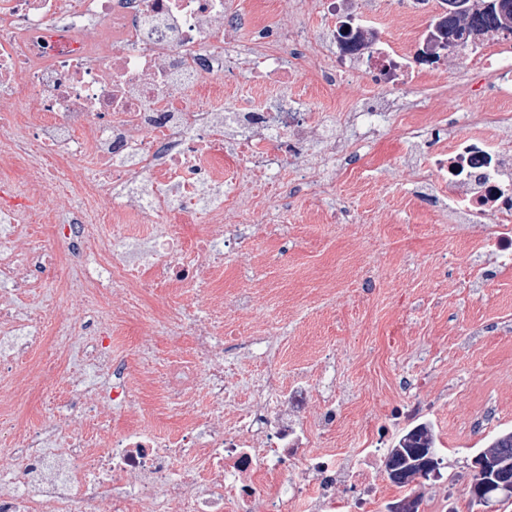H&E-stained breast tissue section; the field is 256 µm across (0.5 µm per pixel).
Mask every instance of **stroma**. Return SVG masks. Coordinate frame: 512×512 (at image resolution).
Listing matches in <instances>:
<instances>
[{
  "label": "stroma",
  "instance_id": "35a3bbf8",
  "mask_svg": "<svg viewBox=\"0 0 512 512\" xmlns=\"http://www.w3.org/2000/svg\"><path fill=\"white\" fill-rule=\"evenodd\" d=\"M268 24L315 36L328 21L317 0H252ZM378 39L402 50L415 71L433 77L406 86L408 101L427 114L423 139L390 132L364 142L354 171L338 163L324 176L328 196L288 198L277 235L225 245L224 295L249 288L259 311L284 328L287 372L304 371L312 387L333 383L336 445L354 450L364 428L412 424L396 419L399 400L427 407L442 460L441 473H469L473 456L500 431L512 430V259L492 254L483 230L450 216L448 187L422 193L410 176L467 127V113L512 109V100L479 94L483 60L502 36L477 40L435 65L419 60L421 35L441 10L440 0H349ZM302 72L288 95L309 97ZM383 87L369 74L346 76L332 94L309 97L328 116L365 106ZM351 219L331 223L332 209ZM489 412L483 429L466 430L472 409Z\"/></svg>",
  "mask_w": 512,
  "mask_h": 512
}]
</instances>
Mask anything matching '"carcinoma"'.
<instances>
[{
  "instance_id": "1",
  "label": "carcinoma",
  "mask_w": 512,
  "mask_h": 512,
  "mask_svg": "<svg viewBox=\"0 0 512 512\" xmlns=\"http://www.w3.org/2000/svg\"><path fill=\"white\" fill-rule=\"evenodd\" d=\"M502 22L500 15L480 9L459 13L450 8L438 22V28L452 40L462 31L472 36H488L504 32L512 35V28L503 30ZM482 453L493 466L503 463L512 465V430L497 435L487 448L482 450ZM429 463L434 464L436 468L440 465L431 428L421 423L401 436L391 448L385 460V470L390 481L402 488L409 486L411 479ZM419 503V497L408 494L397 500L389 510L390 512H419Z\"/></svg>"
}]
</instances>
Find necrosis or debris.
<instances>
[{"label":"necrosis or debris","instance_id":"obj_1","mask_svg":"<svg viewBox=\"0 0 512 512\" xmlns=\"http://www.w3.org/2000/svg\"><path fill=\"white\" fill-rule=\"evenodd\" d=\"M244 29L246 55L226 61ZM351 31L367 45L344 43L337 25L316 40L272 31L227 0H0V139L27 174L20 199L0 203V373L11 386L0 432L17 462L0 468V512H337L341 486L349 512H378L381 435L365 432L356 455L323 447L336 409L309 420L307 378H286L269 321L250 333L262 367L238 396L224 350L240 338L219 326L215 291L227 232L246 240L283 222L285 156L331 160L346 145L283 94L224 111L225 71L284 87L310 68L322 93L368 63L386 77L403 69L404 53L370 42L366 25ZM340 118L413 139L424 128L394 94ZM228 150L239 168L225 167ZM86 156L94 171L74 182ZM429 171L418 186L447 178L455 221L485 226L489 247L511 257L512 154L499 140L454 138ZM158 288L170 303H154ZM61 290L81 305L66 319ZM132 321L191 337L190 359L157 364L149 345L123 354L114 342ZM53 380L68 398L30 427L18 410ZM168 411L184 421L177 433L149 424ZM118 419L116 432L89 430Z\"/></svg>","mask_w":512,"mask_h":512}]
</instances>
